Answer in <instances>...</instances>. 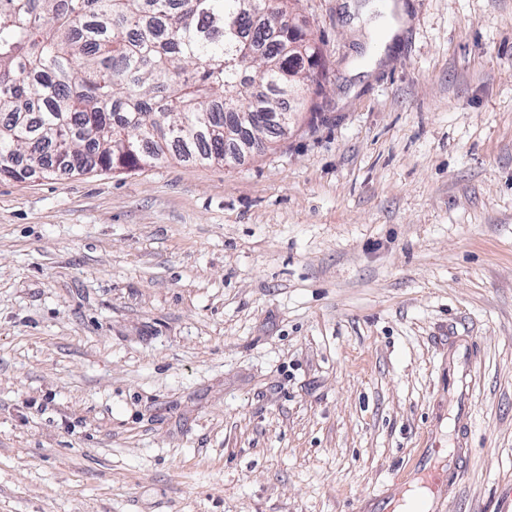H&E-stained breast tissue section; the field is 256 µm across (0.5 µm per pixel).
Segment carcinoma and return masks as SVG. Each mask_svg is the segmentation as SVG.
<instances>
[{"instance_id": "cac0c4a2", "label": "carcinoma", "mask_w": 512, "mask_h": 512, "mask_svg": "<svg viewBox=\"0 0 512 512\" xmlns=\"http://www.w3.org/2000/svg\"><path fill=\"white\" fill-rule=\"evenodd\" d=\"M296 2L0 0V179L266 150L321 58Z\"/></svg>"}]
</instances>
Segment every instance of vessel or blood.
<instances>
[{
    "label": "vessel or blood",
    "mask_w": 512,
    "mask_h": 512,
    "mask_svg": "<svg viewBox=\"0 0 512 512\" xmlns=\"http://www.w3.org/2000/svg\"><path fill=\"white\" fill-rule=\"evenodd\" d=\"M470 388L465 370L449 373L448 391L457 404L458 416L451 446H434L418 454L409 474L394 477L384 495L377 497V512H446L449 495L460 483L469 454L471 428L465 402Z\"/></svg>",
    "instance_id": "obj_1"
}]
</instances>
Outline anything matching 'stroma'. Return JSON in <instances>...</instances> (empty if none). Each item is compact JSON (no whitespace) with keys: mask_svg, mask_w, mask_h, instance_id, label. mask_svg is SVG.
Segmentation results:
<instances>
[{"mask_svg":"<svg viewBox=\"0 0 512 512\" xmlns=\"http://www.w3.org/2000/svg\"><path fill=\"white\" fill-rule=\"evenodd\" d=\"M300 0L322 59L232 165L0 180V512H360L448 445L512 512V0Z\"/></svg>","mask_w":512,"mask_h":512,"instance_id":"stroma-1","label":"stroma"}]
</instances>
